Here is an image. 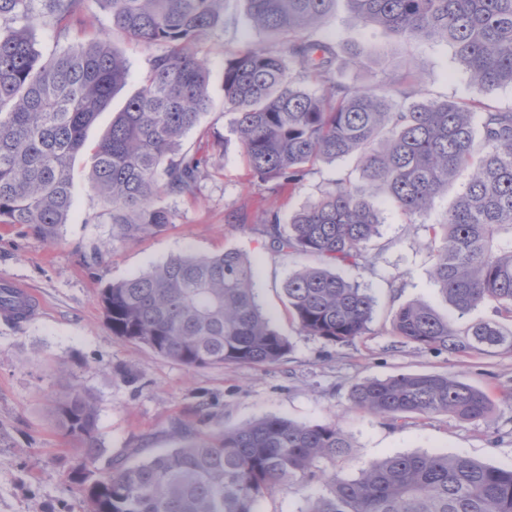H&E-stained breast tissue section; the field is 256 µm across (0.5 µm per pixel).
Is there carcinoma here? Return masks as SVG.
I'll return each instance as SVG.
<instances>
[{"label": "carcinoma", "mask_w": 512, "mask_h": 512, "mask_svg": "<svg viewBox=\"0 0 512 512\" xmlns=\"http://www.w3.org/2000/svg\"><path fill=\"white\" fill-rule=\"evenodd\" d=\"M112 33L156 44L139 90L90 151L91 189L111 205L121 239L155 234L172 214L160 195H192L208 155L183 138L210 109L202 36L222 21L223 0H97ZM253 25L279 36L269 48L243 42L224 50V102L234 111L243 159L262 184L293 195L308 167L353 157L360 177L339 178L284 223L264 212L262 233L276 254L318 260L283 286L301 331L333 344L364 335L375 300L331 270L374 266L370 242L380 219L369 201L388 202L424 223L459 176L463 190L438 224L427 225L430 275L459 317L484 304L512 322V109L472 98L408 102L407 88L350 87L336 78V52L314 36L336 0H246ZM356 21L408 42H444L481 94L512 84V0H347ZM85 0H0V224H20L55 243L73 205V164L85 131L128 75L104 34L48 58L31 30L51 24L66 38ZM112 335L194 368L273 365L291 344L256 301L249 259L175 255L101 289ZM394 335L432 351L512 353V329L497 321L460 330L422 303L400 306ZM52 414L65 436L95 463L98 407L59 373ZM360 409L397 419L415 414L475 421L491 404L480 389L448 374H399L351 388ZM180 444L99 477L81 473L89 512H262L266 498L303 489L299 512H512V465L463 454L398 453L351 478L336 471L352 444L336 424L306 425L268 416L230 431L175 426Z\"/></svg>", "instance_id": "obj_1"}]
</instances>
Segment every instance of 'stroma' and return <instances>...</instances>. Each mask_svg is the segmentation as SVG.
Listing matches in <instances>:
<instances>
[{
    "instance_id": "1",
    "label": "stroma",
    "mask_w": 512,
    "mask_h": 512,
    "mask_svg": "<svg viewBox=\"0 0 512 512\" xmlns=\"http://www.w3.org/2000/svg\"><path fill=\"white\" fill-rule=\"evenodd\" d=\"M109 27V15L98 0H86L82 22L68 38L45 25L33 30L32 39L46 56ZM318 35L340 57L356 56V66L342 75L348 84L396 87L411 73L419 78L418 99L477 96L487 105L512 108V85L474 94L467 71L446 43L396 41L358 24L344 0H337L334 12L321 21ZM241 41L276 43L274 36L251 24L245 0H224L223 25L202 41L212 107L185 138L186 147L206 150L208 174L195 194L160 199V206L173 215L163 231L126 240L113 237L108 205L89 188L84 154L74 162L73 207L57 243H46L20 225L0 224V281L25 282L42 304L36 319L0 320V512H87L86 498L74 480L84 459L50 413L61 370L97 401L102 447L94 465L98 472L116 459L132 462L176 447L174 427L179 423L208 433L266 416L308 425L338 424L352 444L341 464L350 476L369 462L410 452L465 454L489 466L512 465V354L436 353L403 342L392 331L395 311L409 302L427 304L451 319L456 313L430 276L423 226L408 223L382 194L372 196L381 221L376 266L335 268L337 275L358 282L374 296L368 331L337 345L300 333L281 287L306 259L273 253L258 216L275 201L282 217H289L316 201L336 178L354 172L355 162L317 163L301 189L283 200L253 182L232 116L224 108V51ZM113 45L126 57L129 72L110 107L87 128L90 145L102 138L115 112L137 92L157 52L156 47L118 37ZM229 248L250 260L263 312L292 344L282 361L189 368L113 336L98 301L106 283L146 271L173 255L219 254ZM401 373L452 374L484 391L491 411L479 421L446 415L393 421L354 407V384Z\"/></svg>"
}]
</instances>
